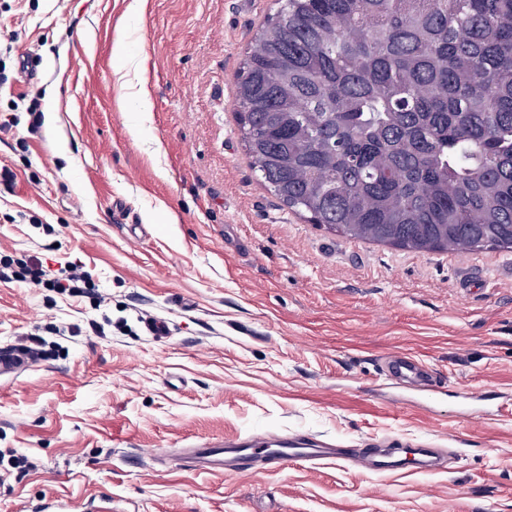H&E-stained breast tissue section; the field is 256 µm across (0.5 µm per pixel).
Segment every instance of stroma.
Listing matches in <instances>:
<instances>
[{
    "label": "stroma",
    "mask_w": 512,
    "mask_h": 512,
    "mask_svg": "<svg viewBox=\"0 0 512 512\" xmlns=\"http://www.w3.org/2000/svg\"><path fill=\"white\" fill-rule=\"evenodd\" d=\"M128 3L0 0V261L91 275L79 297L0 281V346H62L0 377V512H512V249L419 253L288 210L236 119L278 0ZM400 353L433 394L385 377ZM250 433L443 448L449 467L177 461Z\"/></svg>",
    "instance_id": "35a3bbf8"
}]
</instances>
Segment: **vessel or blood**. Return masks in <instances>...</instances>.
<instances>
[{"label": "vessel or blood", "instance_id": "vessel-or-blood-1", "mask_svg": "<svg viewBox=\"0 0 512 512\" xmlns=\"http://www.w3.org/2000/svg\"><path fill=\"white\" fill-rule=\"evenodd\" d=\"M29 362L18 348L0 347V376L26 370ZM386 373L421 386L428 391L433 387L432 376L417 359L408 355L391 356L385 364ZM357 457L354 449L315 438L280 437L262 434L248 435L235 440L206 441L192 448L182 460L183 467L225 473L250 472L257 459L285 466L291 463L316 465L323 461H348ZM365 467L375 473H402L407 467L424 471L440 470L437 451L433 448L376 449L362 457Z\"/></svg>", "mask_w": 512, "mask_h": 512}]
</instances>
